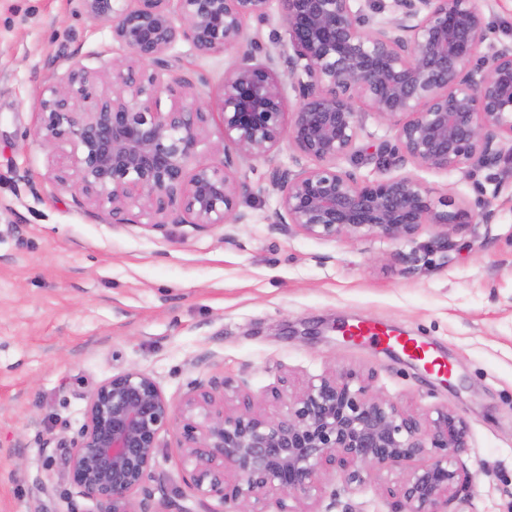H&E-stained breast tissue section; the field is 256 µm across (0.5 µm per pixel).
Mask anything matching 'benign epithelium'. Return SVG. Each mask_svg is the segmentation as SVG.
Returning <instances> with one entry per match:
<instances>
[{"label":"benign epithelium","instance_id":"benign-epithelium-1","mask_svg":"<svg viewBox=\"0 0 512 512\" xmlns=\"http://www.w3.org/2000/svg\"><path fill=\"white\" fill-rule=\"evenodd\" d=\"M112 26L126 56L94 73L79 61L41 93L34 138L55 163V182L111 224L133 210L168 224L228 228L251 194L234 168L284 141L298 170H276L273 227L285 235L411 241L425 224L451 245L474 215L443 201L436 210L411 174L359 177L340 163L358 152L354 102L391 127L378 168L411 163L435 171L512 163V43L484 53L489 26L477 0H390L377 21L354 0H82ZM271 31L263 38V28ZM179 40L202 55L231 52L213 112L194 83L164 77ZM295 111L285 112L289 93ZM171 105L162 107L163 98ZM216 160L198 161L200 149ZM224 386L197 385L169 400L147 373L115 375L88 396L85 421L62 476L96 512H173L154 501L161 432L180 443L182 480L224 512H314L322 479L357 492L375 476L393 512H448L469 483L458 467L468 427L446 410L420 418L379 398L355 372L326 375L288 396L270 416L248 394L224 405Z\"/></svg>","mask_w":512,"mask_h":512}]
</instances>
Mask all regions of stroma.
I'll return each instance as SVG.
<instances>
[{
	"instance_id": "obj_1",
	"label": "stroma",
	"mask_w": 512,
	"mask_h": 512,
	"mask_svg": "<svg viewBox=\"0 0 512 512\" xmlns=\"http://www.w3.org/2000/svg\"><path fill=\"white\" fill-rule=\"evenodd\" d=\"M124 53L109 24L81 0H0V512H95L66 502L61 478L67 447L84 423L91 391L130 369L147 372L180 400L196 383L226 382L267 414L288 394L329 372L352 370L374 393L421 416L449 409L467 422L470 446L460 464L469 486L449 512H512V172L505 164L412 174L433 205L453 198L491 224L460 226L451 247L438 227L414 241L326 240L271 227L278 198L274 169L294 168L280 146L240 165L252 187L233 241L223 227L138 217L113 228L106 215L79 208L56 186L33 136L43 86L70 58L109 69ZM168 72L201 81L210 106L232 54H196L185 41L167 54ZM362 154L343 168L375 171L387 124L363 117ZM371 321L427 344L446 373L400 349L351 340L346 329ZM174 431L161 432L155 499L177 512H223L178 473ZM51 480L50 493L39 482ZM318 512H391L377 479L355 493L327 477Z\"/></svg>"
}]
</instances>
